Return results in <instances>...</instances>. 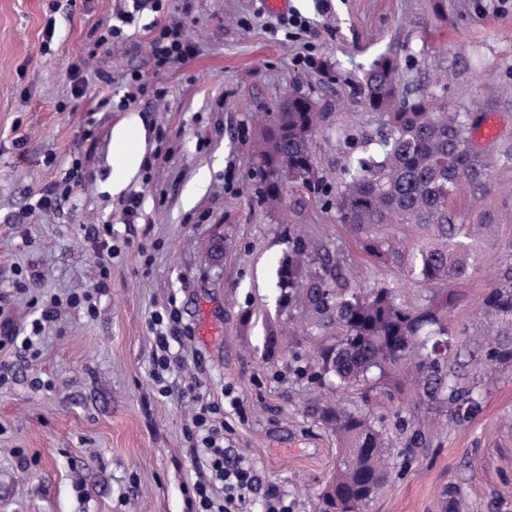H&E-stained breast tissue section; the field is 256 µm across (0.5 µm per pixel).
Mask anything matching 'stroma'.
<instances>
[{
  "label": "stroma",
  "mask_w": 512,
  "mask_h": 512,
  "mask_svg": "<svg viewBox=\"0 0 512 512\" xmlns=\"http://www.w3.org/2000/svg\"><path fill=\"white\" fill-rule=\"evenodd\" d=\"M126 7L0 0V306L29 330L39 315L32 296L99 280L94 225H111L122 248L95 316L61 308L38 357L0 348V360L17 367L0 387V512H196L183 491L197 468L183 431L191 406L180 394L194 375L202 400L224 406L225 447L251 464L259 491L284 495L289 512H321L336 468V438L310 412L321 402L386 417L390 482L366 512H444L449 488L459 512H512V368L487 365L473 342L482 300L512 251V198L501 192L512 188V162L501 158L512 146V0H288L282 12L264 0H169L167 15L183 22L197 53L161 72L150 60L156 13L96 49ZM285 12L309 21L310 33L287 38ZM382 56L397 61L405 95L434 97L472 113L476 125L492 118L499 127L495 138L471 141L491 161L486 191L464 183L450 201L457 223L483 217L498 231L479 269L447 284L459 296L448 312V360L479 392L464 418L406 388L390 397L380 386L310 383L296 376L287 347L267 346L289 323L277 269L295 224L312 245L367 270L362 287L380 283L419 302L432 292L410 273L416 225L384 227L398 256L379 263L324 196L341 180L342 153H360L386 129L360 94ZM75 67L88 78L80 97L71 93ZM134 70L153 90L128 102L123 78ZM296 90L325 114L312 143L323 188L296 187L289 205L272 212L250 186L256 118ZM132 112L144 120L146 150L116 194L112 131ZM54 183L63 191L56 208L35 209ZM131 199L140 217L130 232L123 208ZM34 272L41 279L33 283ZM171 302L187 335L171 344L183 366L168 376L164 397L151 375V317ZM438 414L447 417L442 430L421 431L422 444H413L418 420ZM400 416L407 429L397 428Z\"/></svg>",
  "instance_id": "obj_1"
}]
</instances>
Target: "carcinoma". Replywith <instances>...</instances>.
Wrapping results in <instances>:
<instances>
[{
	"label": "carcinoma",
	"mask_w": 512,
	"mask_h": 512,
	"mask_svg": "<svg viewBox=\"0 0 512 512\" xmlns=\"http://www.w3.org/2000/svg\"><path fill=\"white\" fill-rule=\"evenodd\" d=\"M397 75V63L387 56L366 73L364 102L387 116V131L375 151L342 157L344 178L331 205L340 223L361 234L364 251L382 262L391 256L382 228L418 225L423 235L412 251L410 272L436 286L435 291L414 304L386 286L364 293L353 285L341 259L325 247H312L292 228L288 255L277 271L279 301L298 317L302 335L317 342L313 372L300 366V375L348 387L382 380L406 365L425 397L451 405L460 417L478 401L474 388L459 385L448 359L436 355L438 342L452 335L448 309L454 304L440 285L465 280L479 269L480 242L493 240L495 225L455 223L448 201L463 182L483 187L490 163L470 146V114L452 112L423 94L403 97ZM323 116L311 96L296 92L259 126L250 179L271 210L285 203L284 182H302L303 172L317 175L312 138ZM482 312L489 319L485 361L494 368L512 366V257L485 295ZM316 414L339 447L336 500L370 501L384 482L391 447L384 417L373 419L359 409L329 403Z\"/></svg>",
	"instance_id": "obj_1"
}]
</instances>
